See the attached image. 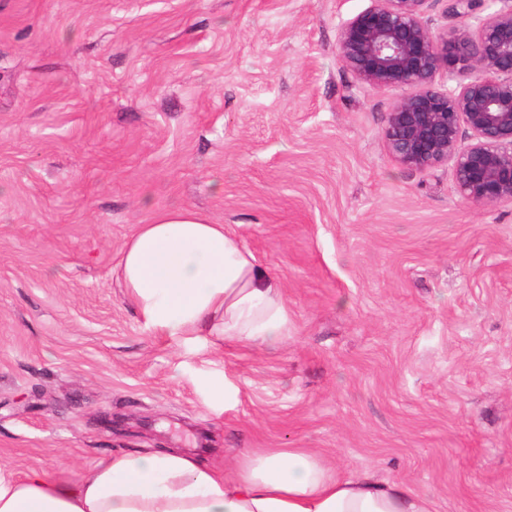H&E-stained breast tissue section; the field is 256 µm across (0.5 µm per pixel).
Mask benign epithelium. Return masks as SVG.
Returning a JSON list of instances; mask_svg holds the SVG:
<instances>
[{
    "mask_svg": "<svg viewBox=\"0 0 512 512\" xmlns=\"http://www.w3.org/2000/svg\"><path fill=\"white\" fill-rule=\"evenodd\" d=\"M429 2L374 0L340 25V62L401 92L383 130L396 162L449 164L465 201L512 203V0H452L468 22L444 32L424 21Z\"/></svg>",
    "mask_w": 512,
    "mask_h": 512,
    "instance_id": "1",
    "label": "benign epithelium"
}]
</instances>
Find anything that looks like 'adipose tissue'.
Returning <instances> with one entry per match:
<instances>
[{
  "instance_id": "ef3b65f1",
  "label": "adipose tissue",
  "mask_w": 512,
  "mask_h": 512,
  "mask_svg": "<svg viewBox=\"0 0 512 512\" xmlns=\"http://www.w3.org/2000/svg\"><path fill=\"white\" fill-rule=\"evenodd\" d=\"M119 270L162 335L273 346L288 334L278 281L198 210L173 207L139 225ZM0 512H435V502L402 481L344 475L305 448L244 453L224 470L174 450H140L114 452L74 481L0 468Z\"/></svg>"
}]
</instances>
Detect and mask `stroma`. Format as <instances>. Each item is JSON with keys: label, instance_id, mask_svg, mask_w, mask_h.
<instances>
[{"label": "stroma", "instance_id": "35a3bbf8", "mask_svg": "<svg viewBox=\"0 0 512 512\" xmlns=\"http://www.w3.org/2000/svg\"><path fill=\"white\" fill-rule=\"evenodd\" d=\"M371 4L0 0L1 465L309 448L436 512H512V203L391 157L397 92L339 60ZM172 207L281 282V343L145 323L120 252Z\"/></svg>", "mask_w": 512, "mask_h": 512}]
</instances>
